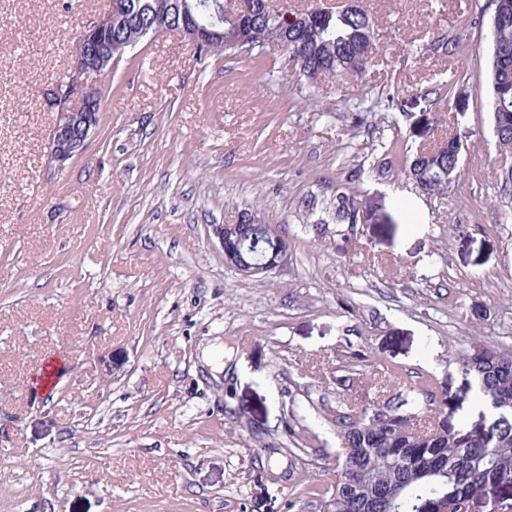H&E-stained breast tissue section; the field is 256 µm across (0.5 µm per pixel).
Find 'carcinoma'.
I'll list each match as a JSON object with an SVG mask.
<instances>
[{"label": "carcinoma", "mask_w": 512, "mask_h": 512, "mask_svg": "<svg viewBox=\"0 0 512 512\" xmlns=\"http://www.w3.org/2000/svg\"><path fill=\"white\" fill-rule=\"evenodd\" d=\"M124 2L129 18L126 27L112 33L114 43L141 30L158 29L162 21L170 29L181 24L180 0H172L162 21L153 14L152 0ZM491 6L500 18L489 21L487 28L488 109L499 145L512 148V0H491ZM297 17L295 13L290 20L265 9L263 0H254L247 23L287 45L299 85L318 73L363 77L375 51V33L361 0L313 13L304 21ZM191 47L201 61L233 52L228 43L220 48L193 42ZM459 165L460 146L449 137L417 149L404 168L434 193L447 188ZM299 212L316 225L359 223L345 192L333 186L325 187L320 198L302 199ZM244 248L246 257H259L288 249V242L273 228L253 245L245 238ZM456 363L475 379L479 399L492 409L484 427L465 431L435 422L438 401L424 381L409 386L395 408L374 404L336 414V466L316 499L318 512H432L442 499L460 504L488 494L498 497L505 512H512V350L480 347L461 353Z\"/></svg>", "instance_id": "cac0c4a2"}]
</instances>
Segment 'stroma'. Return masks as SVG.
I'll use <instances>...</instances> for the list:
<instances>
[{
	"label": "stroma",
	"instance_id": "stroma-1",
	"mask_svg": "<svg viewBox=\"0 0 512 512\" xmlns=\"http://www.w3.org/2000/svg\"><path fill=\"white\" fill-rule=\"evenodd\" d=\"M366 4L378 53L364 85L296 87L277 44L202 62L179 36L143 39L98 79V130L57 172L47 94L109 0H0V512H289L297 485L330 481L337 412L398 403L418 373L449 426L481 428L454 354L512 349L490 2ZM393 87V107L354 126L360 97ZM426 128L461 145L435 195L404 171ZM324 182L358 224L303 222L299 201ZM244 209L289 243L263 277L228 269L212 233ZM380 366L393 380H375Z\"/></svg>",
	"mask_w": 512,
	"mask_h": 512
}]
</instances>
